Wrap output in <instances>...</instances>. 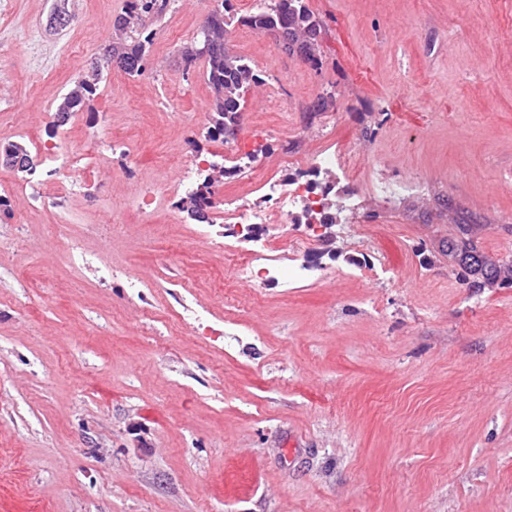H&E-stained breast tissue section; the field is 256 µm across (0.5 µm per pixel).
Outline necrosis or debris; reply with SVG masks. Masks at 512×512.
<instances>
[{
    "label": "necrosis or debris",
    "mask_w": 512,
    "mask_h": 512,
    "mask_svg": "<svg viewBox=\"0 0 512 512\" xmlns=\"http://www.w3.org/2000/svg\"><path fill=\"white\" fill-rule=\"evenodd\" d=\"M232 169L249 170L251 184L271 209L249 204L241 198L224 201V221L238 229L239 237H252L261 224H301L305 239L316 244L321 240L323 224L329 223L334 211H341L345 220L374 222L377 214L368 208L358 185L362 160L354 149L327 144L303 159L282 154L261 157L249 148L238 147L228 158ZM224 254L238 278H282L289 284L307 281L309 264L299 258L275 254L266 244L243 251L233 242H226Z\"/></svg>",
    "instance_id": "4bbe7bcc"
}]
</instances>
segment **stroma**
Segmentation results:
<instances>
[{"label": "stroma", "instance_id": "1", "mask_svg": "<svg viewBox=\"0 0 512 512\" xmlns=\"http://www.w3.org/2000/svg\"><path fill=\"white\" fill-rule=\"evenodd\" d=\"M126 4L0 0V146L44 134ZM307 4L317 70L233 28L263 79L237 143L362 144V189L421 191L335 225L307 283L233 279L228 225L177 207L225 150L180 57L213 3L171 0L145 73L104 70L56 137L76 170L0 168V512H512V0ZM463 222L496 281H459ZM416 188L415 181L409 182H387L384 179L377 180L372 187V192L381 202L383 199H392L400 193L407 192Z\"/></svg>", "mask_w": 512, "mask_h": 512}]
</instances>
